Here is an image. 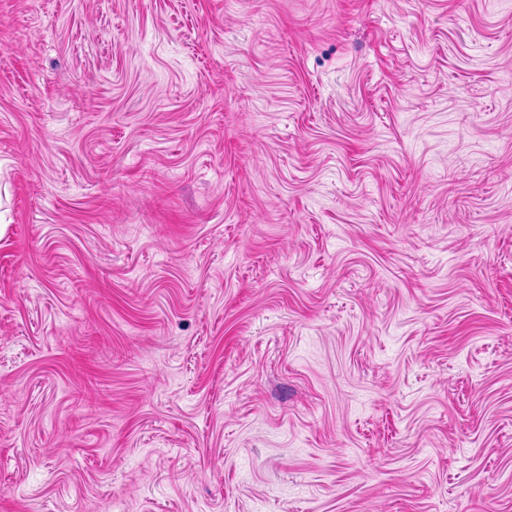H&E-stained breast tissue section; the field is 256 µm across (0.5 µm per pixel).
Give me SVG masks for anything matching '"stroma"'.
<instances>
[{
	"label": "stroma",
	"mask_w": 512,
	"mask_h": 512,
	"mask_svg": "<svg viewBox=\"0 0 512 512\" xmlns=\"http://www.w3.org/2000/svg\"><path fill=\"white\" fill-rule=\"evenodd\" d=\"M0 512H512V0H0Z\"/></svg>",
	"instance_id": "35a3bbf8"
}]
</instances>
